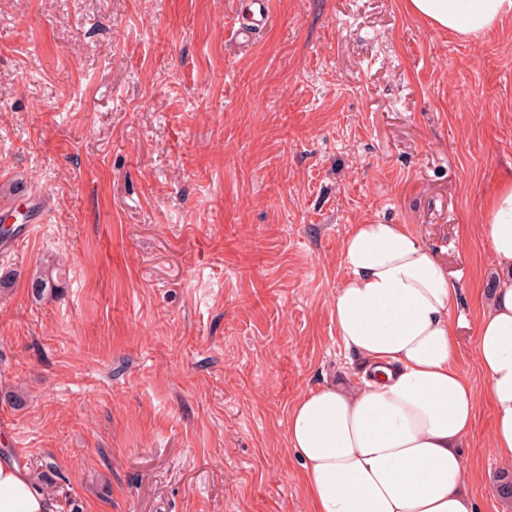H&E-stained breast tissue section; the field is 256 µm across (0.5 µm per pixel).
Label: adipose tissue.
<instances>
[{"mask_svg":"<svg viewBox=\"0 0 512 512\" xmlns=\"http://www.w3.org/2000/svg\"><path fill=\"white\" fill-rule=\"evenodd\" d=\"M406 8L465 38L512 17V0H406ZM480 222L499 270L475 338L481 392L456 367L459 290L444 264L401 224H356L343 238L333 316L362 372L351 388L309 391L288 412L312 512H474L458 448L483 401L493 412L490 446L512 469V176L490 192ZM0 512H55V504L0 457Z\"/></svg>","mask_w":512,"mask_h":512,"instance_id":"1","label":"adipose tissue"}]
</instances>
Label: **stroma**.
Returning a JSON list of instances; mask_svg holds the SVG:
<instances>
[{
	"label": "stroma",
	"mask_w": 512,
	"mask_h": 512,
	"mask_svg": "<svg viewBox=\"0 0 512 512\" xmlns=\"http://www.w3.org/2000/svg\"><path fill=\"white\" fill-rule=\"evenodd\" d=\"M0 0V453L57 512H308L288 412L350 384L341 243L404 224L461 289L458 368L497 268L512 171V19L467 39L404 0ZM54 259L60 290L31 282ZM492 413L460 450L496 492Z\"/></svg>",
	"instance_id": "stroma-1"
}]
</instances>
